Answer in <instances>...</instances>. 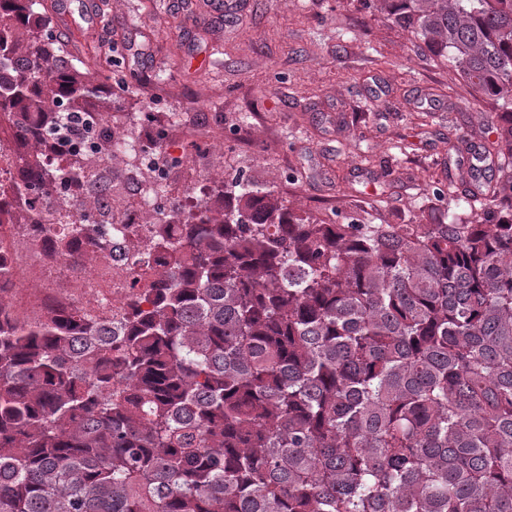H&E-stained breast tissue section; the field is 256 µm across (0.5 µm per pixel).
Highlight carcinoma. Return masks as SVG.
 Returning a JSON list of instances; mask_svg holds the SVG:
<instances>
[{
    "mask_svg": "<svg viewBox=\"0 0 512 512\" xmlns=\"http://www.w3.org/2000/svg\"><path fill=\"white\" fill-rule=\"evenodd\" d=\"M494 112L437 224L326 223L235 181L153 214L115 321L73 306L21 325L0 256V512H512V0H380ZM42 0H0V126L31 209L76 191L44 250L112 258L94 170L123 151ZM116 85L134 73L117 48ZM71 159L43 166L45 150Z\"/></svg>",
    "mask_w": 512,
    "mask_h": 512,
    "instance_id": "1",
    "label": "carcinoma"
}]
</instances>
